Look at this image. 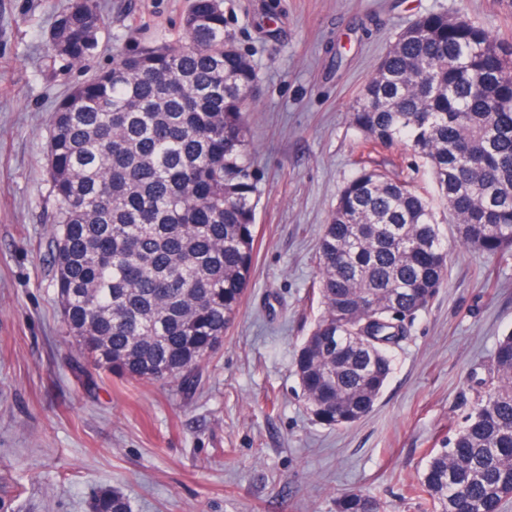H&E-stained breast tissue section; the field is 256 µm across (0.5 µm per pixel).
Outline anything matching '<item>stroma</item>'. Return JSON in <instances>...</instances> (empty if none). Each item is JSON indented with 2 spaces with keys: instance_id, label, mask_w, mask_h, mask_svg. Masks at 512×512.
I'll list each match as a JSON object with an SVG mask.
<instances>
[{
  "instance_id": "1",
  "label": "stroma",
  "mask_w": 512,
  "mask_h": 512,
  "mask_svg": "<svg viewBox=\"0 0 512 512\" xmlns=\"http://www.w3.org/2000/svg\"><path fill=\"white\" fill-rule=\"evenodd\" d=\"M70 0H0V512H91L116 490L132 512H336L362 492L384 512H425L408 492L453 438L512 332V261L461 247L446 208L448 283L395 345L372 411L313 421L293 370L320 313L317 242L360 160L349 110L418 16L465 10L512 36V0H224L258 66L249 138L259 190L256 256L223 347L187 380L135 381L76 352L56 299L45 172L56 103L111 66L132 36H176L189 0H103L110 33L84 67L45 40Z\"/></svg>"
}]
</instances>
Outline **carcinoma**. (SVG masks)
I'll list each match as a JSON object with an SVG mask.
<instances>
[{
  "label": "carcinoma",
  "instance_id": "obj_1",
  "mask_svg": "<svg viewBox=\"0 0 512 512\" xmlns=\"http://www.w3.org/2000/svg\"><path fill=\"white\" fill-rule=\"evenodd\" d=\"M101 0H71L47 35L65 67L93 58ZM254 61L226 29L224 0H192L176 37L114 53L55 107L46 172L66 333L94 365L177 379L223 344L255 259L258 189L245 112ZM362 149L401 145L434 193L403 171L361 166L317 243L322 314L294 361L312 419L348 427L392 374L389 349L448 280L435 218L462 246L512 258V42L467 13L418 17L386 49L351 106ZM478 383L464 425L430 456L414 493L432 512H501L512 498V333ZM350 493L336 512H382ZM91 512H131L100 491Z\"/></svg>",
  "mask_w": 512,
  "mask_h": 512
}]
</instances>
